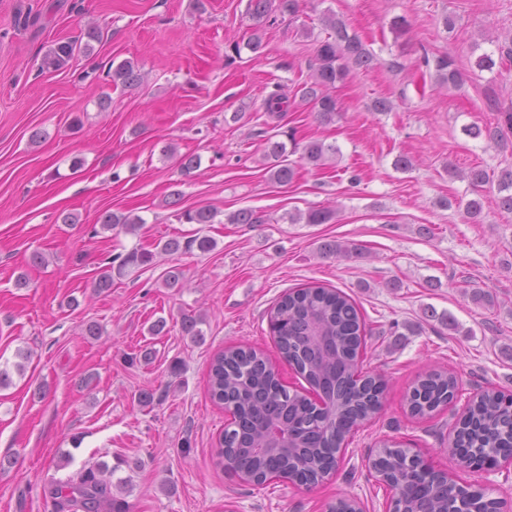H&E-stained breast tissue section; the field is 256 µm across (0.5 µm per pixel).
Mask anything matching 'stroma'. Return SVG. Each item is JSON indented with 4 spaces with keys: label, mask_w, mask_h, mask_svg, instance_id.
<instances>
[{
    "label": "stroma",
    "mask_w": 512,
    "mask_h": 512,
    "mask_svg": "<svg viewBox=\"0 0 512 512\" xmlns=\"http://www.w3.org/2000/svg\"><path fill=\"white\" fill-rule=\"evenodd\" d=\"M247 3L0 0V368L12 372L0 389V512H57L53 479L100 462L114 466L112 492L126 512H332L344 496L363 512H385L388 490L372 461L387 440L512 508V471L460 467L452 455L471 400L488 388L512 393V214L498 206L500 173L512 168V129L500 120L512 112V60L477 66L512 34V0H302L296 18L259 26ZM329 12L377 64L336 83L339 114L323 125L298 90ZM90 21L102 33L93 54L40 72L48 47ZM256 29L261 56L235 53ZM445 54L465 75L458 88L438 82L435 62ZM126 59L145 80L113 87L106 72ZM278 86L288 106L271 115L263 102ZM105 95L112 102L103 109ZM383 98L391 111L374 110ZM236 111L248 113L246 124L231 121ZM471 124L480 137L464 133ZM270 137L340 152L280 186L264 165ZM170 145L175 155L165 154ZM185 153L199 155L200 166L181 170ZM400 155L411 170L395 168ZM451 167L482 168L490 181L472 193ZM476 195L483 209L472 223L462 204ZM200 207L215 212L213 223L179 222L178 213ZM244 208L266 223H228ZM311 208L335 216L289 223ZM106 211L144 224L134 234L102 230ZM67 213L78 223H63ZM197 234L215 248L157 253L94 290L113 258ZM333 239L358 255L321 258L319 245ZM173 267L183 279L168 288ZM312 283L358 304L362 367L383 374L382 406L319 484L242 483L215 455L230 415L210 399V360L228 345L257 346L289 390L308 393L277 348L269 312L285 291ZM476 291L483 301H472ZM186 314L201 318V338L183 333ZM160 320L164 329L150 334ZM92 322L101 336L86 335ZM21 351L30 358L19 374ZM437 367L456 377L454 401L411 416V388ZM143 392L154 396L146 407Z\"/></svg>",
    "instance_id": "obj_1"
}]
</instances>
